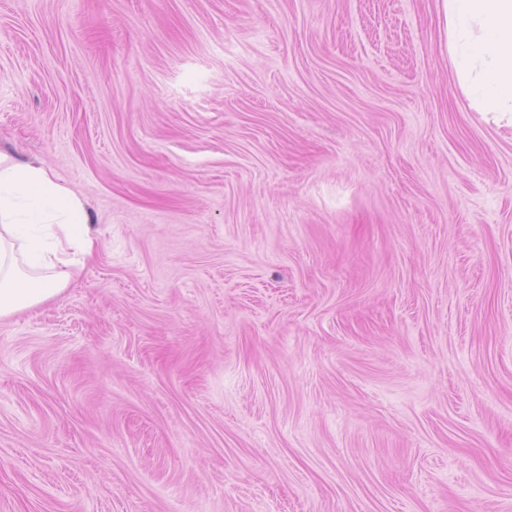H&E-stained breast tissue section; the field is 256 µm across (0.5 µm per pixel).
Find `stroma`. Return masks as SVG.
<instances>
[{"label":"stroma","instance_id":"1","mask_svg":"<svg viewBox=\"0 0 512 512\" xmlns=\"http://www.w3.org/2000/svg\"><path fill=\"white\" fill-rule=\"evenodd\" d=\"M0 151L98 239L0 320V512H512V126L443 0H0Z\"/></svg>","mask_w":512,"mask_h":512}]
</instances>
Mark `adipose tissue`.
I'll return each mask as SVG.
<instances>
[{
	"mask_svg": "<svg viewBox=\"0 0 512 512\" xmlns=\"http://www.w3.org/2000/svg\"><path fill=\"white\" fill-rule=\"evenodd\" d=\"M448 55L480 112L512 121V0H444ZM83 208L42 164L0 153V318L57 297L91 254Z\"/></svg>",
	"mask_w": 512,
	"mask_h": 512,
	"instance_id": "1",
	"label": "adipose tissue"
}]
</instances>
